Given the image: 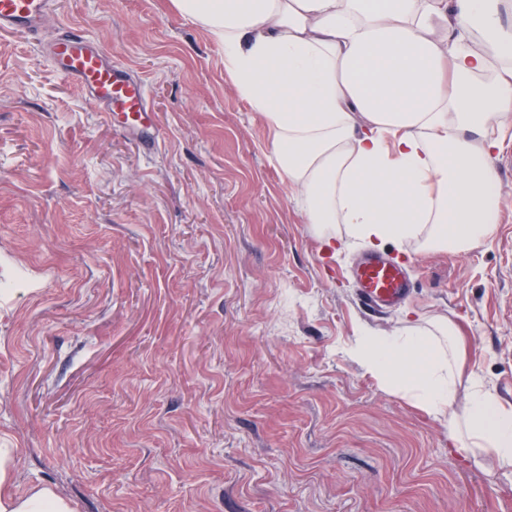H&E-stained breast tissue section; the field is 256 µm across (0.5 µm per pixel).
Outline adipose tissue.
<instances>
[{"label": "adipose tissue", "instance_id": "obj_1", "mask_svg": "<svg viewBox=\"0 0 512 512\" xmlns=\"http://www.w3.org/2000/svg\"><path fill=\"white\" fill-rule=\"evenodd\" d=\"M224 44L311 223L380 249L454 250L496 233L495 129L512 121V0H171ZM367 371L440 416L474 467L512 471V411L481 385L454 408L452 355L419 333L361 336ZM0 512H75L42 486Z\"/></svg>", "mask_w": 512, "mask_h": 512}]
</instances>
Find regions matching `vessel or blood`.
I'll list each match as a JSON object with an SVG mask.
<instances>
[{"instance_id":"obj_1","label":"vessel or blood","mask_w":512,"mask_h":512,"mask_svg":"<svg viewBox=\"0 0 512 512\" xmlns=\"http://www.w3.org/2000/svg\"><path fill=\"white\" fill-rule=\"evenodd\" d=\"M54 6L55 0H0V34L39 41L53 67L78 86L101 114L125 113L124 132L143 148H151L156 137L143 122L148 103L141 77L117 63L107 49L82 31L67 29L45 35ZM354 276L364 299L381 306L398 303L409 290L404 267L385 255L363 254Z\"/></svg>"}]
</instances>
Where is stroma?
Wrapping results in <instances>:
<instances>
[{"label":"stroma","mask_w":512,"mask_h":512,"mask_svg":"<svg viewBox=\"0 0 512 512\" xmlns=\"http://www.w3.org/2000/svg\"><path fill=\"white\" fill-rule=\"evenodd\" d=\"M147 84L154 151L34 41L0 35V447L10 490L76 512H512L445 424L358 361L444 325L512 409V128L494 238L388 245L410 294L365 302L277 164L224 48L170 0H57Z\"/></svg>","instance_id":"obj_1"}]
</instances>
